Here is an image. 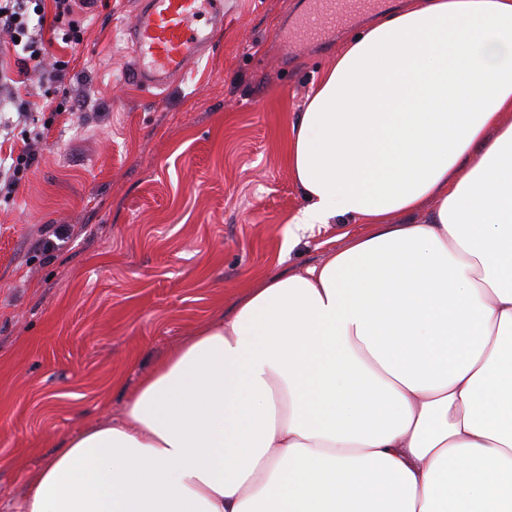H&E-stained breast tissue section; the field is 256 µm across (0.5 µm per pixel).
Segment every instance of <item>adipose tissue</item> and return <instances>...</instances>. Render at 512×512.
Returning a JSON list of instances; mask_svg holds the SVG:
<instances>
[{
	"instance_id": "1",
	"label": "adipose tissue",
	"mask_w": 512,
	"mask_h": 512,
	"mask_svg": "<svg viewBox=\"0 0 512 512\" xmlns=\"http://www.w3.org/2000/svg\"><path fill=\"white\" fill-rule=\"evenodd\" d=\"M286 139L294 224L368 232L198 329L22 512H512V0L379 14Z\"/></svg>"
}]
</instances>
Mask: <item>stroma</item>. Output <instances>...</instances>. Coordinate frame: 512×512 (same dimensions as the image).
<instances>
[{
	"label": "stroma",
	"instance_id": "obj_1",
	"mask_svg": "<svg viewBox=\"0 0 512 512\" xmlns=\"http://www.w3.org/2000/svg\"><path fill=\"white\" fill-rule=\"evenodd\" d=\"M316 6L231 0L209 50L160 91L129 79L133 0L90 10L68 55L80 108L0 199V505L21 501L63 439L120 418L140 379L259 275L304 274L339 234L366 232L292 223L306 202L284 132L369 20L310 39L301 21Z\"/></svg>",
	"mask_w": 512,
	"mask_h": 512
}]
</instances>
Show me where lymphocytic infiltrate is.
Here are the masks:
<instances>
[{
  "label": "lymphocytic infiltrate",
  "instance_id": "lymphocytic-infiltrate-1",
  "mask_svg": "<svg viewBox=\"0 0 512 512\" xmlns=\"http://www.w3.org/2000/svg\"><path fill=\"white\" fill-rule=\"evenodd\" d=\"M91 0H0V94H6L15 116L0 114V137L20 138L19 150L0 156V194L13 199L38 159L43 131L53 125L66 101L45 100L42 105L22 99L15 92L17 79L37 77L44 86H61L69 68L62 57L52 56L55 42L75 49L85 28L79 16ZM18 39L21 52L15 65H8L6 39Z\"/></svg>",
  "mask_w": 512,
  "mask_h": 512
}]
</instances>
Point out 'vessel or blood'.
<instances>
[{"label": "vessel or blood", "instance_id": "1", "mask_svg": "<svg viewBox=\"0 0 512 512\" xmlns=\"http://www.w3.org/2000/svg\"><path fill=\"white\" fill-rule=\"evenodd\" d=\"M227 0H146L134 17L133 74L140 85L161 88L201 55L224 25ZM372 0H320L302 27L314 35L344 12L369 8Z\"/></svg>", "mask_w": 512, "mask_h": 512}]
</instances>
